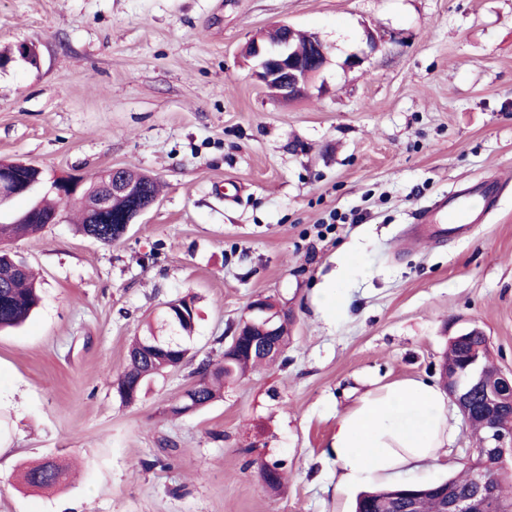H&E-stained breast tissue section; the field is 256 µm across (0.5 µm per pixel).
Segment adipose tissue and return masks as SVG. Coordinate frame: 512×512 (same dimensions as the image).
Wrapping results in <instances>:
<instances>
[{
  "mask_svg": "<svg viewBox=\"0 0 512 512\" xmlns=\"http://www.w3.org/2000/svg\"><path fill=\"white\" fill-rule=\"evenodd\" d=\"M456 436L448 396L437 384L404 379L370 391L336 422L330 454L338 487L394 481L447 456Z\"/></svg>",
  "mask_w": 512,
  "mask_h": 512,
  "instance_id": "obj_1",
  "label": "adipose tissue"
}]
</instances>
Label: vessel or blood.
<instances>
[{
  "mask_svg": "<svg viewBox=\"0 0 512 512\" xmlns=\"http://www.w3.org/2000/svg\"><path fill=\"white\" fill-rule=\"evenodd\" d=\"M496 194V182L474 183L463 194L439 198L430 209L419 214L417 222L433 227L435 233L443 236L462 234L484 219L485 208L493 203Z\"/></svg>",
  "mask_w": 512,
  "mask_h": 512,
  "instance_id": "vessel-or-blood-1",
  "label": "vessel or blood"
}]
</instances>
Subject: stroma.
Wrapping results in <instances>:
<instances>
[{
    "label": "stroma",
    "mask_w": 512,
    "mask_h": 512,
    "mask_svg": "<svg viewBox=\"0 0 512 512\" xmlns=\"http://www.w3.org/2000/svg\"><path fill=\"white\" fill-rule=\"evenodd\" d=\"M279 23L329 48L299 100L241 54ZM21 40L40 62L0 72V160L85 185L131 166L159 194L109 246L66 219L12 242L42 302L0 331V512H352L327 449L360 395L439 379L475 326L512 370V0H0V47ZM488 179L481 224L409 239L436 199ZM334 284L340 311L320 303ZM188 293L187 359L122 402L132 337L164 335L163 302ZM259 297L292 318L281 355L171 415ZM449 412L457 439L427 484L480 444ZM48 459L75 466L66 485L18 483ZM262 461L282 463L280 488Z\"/></svg>",
    "instance_id": "obj_1"
}]
</instances>
